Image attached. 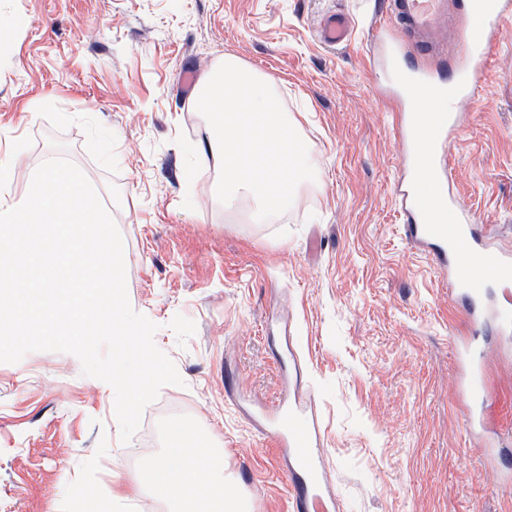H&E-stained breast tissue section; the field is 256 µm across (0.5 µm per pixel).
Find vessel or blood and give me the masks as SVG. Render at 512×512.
<instances>
[{"label": "vessel or blood", "instance_id": "obj_1", "mask_svg": "<svg viewBox=\"0 0 512 512\" xmlns=\"http://www.w3.org/2000/svg\"><path fill=\"white\" fill-rule=\"evenodd\" d=\"M511 19L512 0H385L369 25L372 39L384 43L387 59L399 66V100L427 109L423 122L402 112L393 126L403 167L395 194L405 238L430 260L439 285L471 300L472 331L492 326L506 337L512 335V253L473 236L474 215L459 202L447 147L461 134V108L479 102L489 77V52ZM354 30L352 17L331 12L317 33L325 45L338 46L349 44ZM454 355L462 395L484 398L488 386L480 347L458 339ZM314 402L312 393L285 387L262 430L287 467L294 512L336 508L318 448ZM466 426L479 440L484 466L511 488L512 464L504 460L487 406L469 408Z\"/></svg>", "mask_w": 512, "mask_h": 512}]
</instances>
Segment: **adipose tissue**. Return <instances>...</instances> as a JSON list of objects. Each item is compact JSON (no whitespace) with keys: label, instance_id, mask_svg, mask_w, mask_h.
<instances>
[{"label":"adipose tissue","instance_id":"ef3b65f1","mask_svg":"<svg viewBox=\"0 0 512 512\" xmlns=\"http://www.w3.org/2000/svg\"><path fill=\"white\" fill-rule=\"evenodd\" d=\"M186 430V423L180 421L168 426L163 456L136 473L133 493L151 491L175 503L181 512H247L246 503L226 491L230 477L225 458L189 447L183 438Z\"/></svg>","mask_w":512,"mask_h":512}]
</instances>
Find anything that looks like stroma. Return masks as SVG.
<instances>
[{
	"label": "stroma",
	"instance_id": "35a3bbf8",
	"mask_svg": "<svg viewBox=\"0 0 512 512\" xmlns=\"http://www.w3.org/2000/svg\"><path fill=\"white\" fill-rule=\"evenodd\" d=\"M381 0H0V160L19 197L63 155L94 186L123 237L131 307L183 383L161 388L129 442L114 392L77 357L32 352L0 363V512H169L131 481L160 458L168 422L226 452L259 512H292L287 474L256 430L289 373L314 390L339 512H512L470 442L454 392L451 339L463 297L440 288L401 232L399 150L386 71L367 56ZM352 15L351 44L317 39L326 12ZM272 74L315 161L299 203L249 224L213 198L216 174L185 175L176 143L205 140L184 70L224 55ZM490 80L448 149L476 236L512 249V24ZM490 413L512 441V358L495 329Z\"/></svg>",
	"mask_w": 512,
	"mask_h": 512
}]
</instances>
